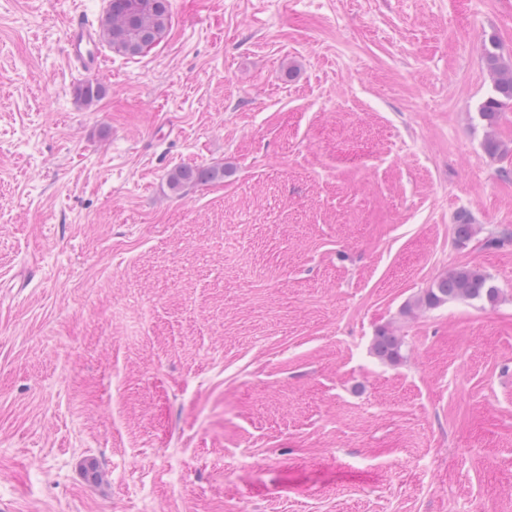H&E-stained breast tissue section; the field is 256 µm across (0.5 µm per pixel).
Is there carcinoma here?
Returning a JSON list of instances; mask_svg holds the SVG:
<instances>
[{"mask_svg":"<svg viewBox=\"0 0 512 512\" xmlns=\"http://www.w3.org/2000/svg\"><path fill=\"white\" fill-rule=\"evenodd\" d=\"M169 24V0H110L99 22V38L115 53L136 56L160 43ZM485 64L493 76L494 94L484 101L479 115L491 124L498 112L512 103V59H505L494 44L485 49ZM104 92L98 81H87L76 89L77 96L87 104L99 100ZM222 177L224 170L219 168L179 166L168 174V181L173 189L181 190ZM498 294L487 274L465 266L438 279L419 299V304L429 309L450 300H484L492 304ZM402 345L400 337L383 328L374 336L372 352L384 363L397 364L402 358Z\"/></svg>","mask_w":512,"mask_h":512,"instance_id":"1","label":"carcinoma"}]
</instances>
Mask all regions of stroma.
<instances>
[{"label":"stroma","mask_w":512,"mask_h":512,"mask_svg":"<svg viewBox=\"0 0 512 512\" xmlns=\"http://www.w3.org/2000/svg\"><path fill=\"white\" fill-rule=\"evenodd\" d=\"M107 4L0 0V512H512V0H171L88 106ZM68 58L89 73L98 74L103 69V59L96 46L95 31L91 22L82 15L71 17L66 29ZM492 49L485 47V64L493 76L494 95L489 96L480 107L481 118L492 124L498 112L506 104L512 103V58L506 60L497 45L492 42ZM223 177V169L179 166L168 174V181L173 189L181 190L188 185L210 182ZM499 291L490 277L473 267H459L438 279L428 288L418 303L427 308H436L448 300H484L494 303ZM402 345L403 342L399 336H395L388 329L383 328L374 336L372 352L384 363L397 364L402 358Z\"/></svg>","instance_id":"1"}]
</instances>
